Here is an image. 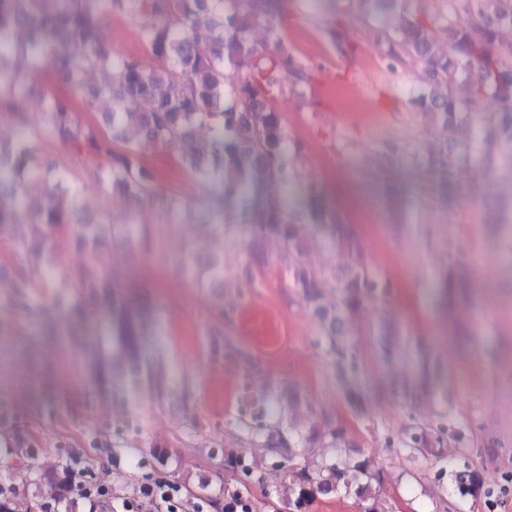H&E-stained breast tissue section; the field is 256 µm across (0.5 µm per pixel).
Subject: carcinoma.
I'll return each mask as SVG.
<instances>
[{
  "label": "carcinoma",
  "mask_w": 512,
  "mask_h": 512,
  "mask_svg": "<svg viewBox=\"0 0 512 512\" xmlns=\"http://www.w3.org/2000/svg\"><path fill=\"white\" fill-rule=\"evenodd\" d=\"M494 9L487 20L461 30H448V50L435 48L432 23L428 16L415 14L405 20L400 37L391 42L389 66L409 60L422 64L421 79L436 80L450 73L463 77L468 86L465 101L452 92L439 99H420V104L446 124L461 119L474 121L494 139V149L512 170V43L499 39V30L512 27V0H448V14L459 9L482 12L487 3ZM283 9L280 0H0V118L12 119L19 135L10 145H0V236L12 234L15 258L9 293L18 296L26 288H45L51 278L43 264V254L58 248V236L67 227L91 253L101 256L107 248L94 224H75V183L84 175L97 179L106 196L119 193L129 200H149L155 193L154 173L141 161L138 143L127 140L119 148L105 145V138L86 128L76 118V108L96 109L101 100L112 102L107 120L110 137L133 125L139 139L161 148L190 179L216 185L224 206L242 213L243 223L251 226L253 250L267 238L282 242L294 262L287 266V286L298 291L331 329L330 350L336 356L341 374L352 367L349 347L336 339V327L351 322L363 303L377 296L386 284L367 270L361 258L356 235L339 216L321 204V191L310 185L306 195L311 204L308 221L322 230L332 242L349 252L354 266L344 275L308 268L302 261L305 235L302 225L269 197L293 177L301 149L288 143L275 94L270 82L274 71L287 70L298 82L308 74L288 50L275 25ZM121 13L138 22L142 46L157 60L156 68L143 67L137 56L112 58L97 20ZM270 26L273 40L259 47L249 31ZM330 42L341 53L350 49L349 35L336 20L326 29ZM78 44L79 58L67 54ZM54 55L58 66L54 83L80 93L79 99L54 94L44 110V119L31 126L13 111L14 101L27 93L40 70L41 60ZM101 70L110 72L105 82L95 81ZM499 98L504 111L485 115L481 102L488 96ZM147 100L150 111L131 112L127 103ZM201 127L210 130L205 140L195 138ZM53 139L66 151L63 159L46 162L41 144ZM483 153L480 143L465 155L443 152L442 165L448 173L458 171ZM104 155L105 160L81 169L75 159ZM113 229L134 244L149 248L147 231L126 221ZM467 285L465 262L448 257V292ZM65 286L77 291L85 301L106 307L111 315L112 333L125 342L133 360V372L151 378V367L141 352L144 335L140 312L149 302L121 290L97 271L82 267L69 270ZM335 288L336 307L321 304L323 289ZM245 442L262 441L267 448H340L347 433L340 427L312 430L295 436L290 431H270L259 417L240 419ZM447 434L444 421L426 429L411 428L403 444L424 448L433 440L443 443ZM288 480V512H307L320 495L345 490L365 503L364 512H382L370 488L371 475L365 460L343 467L335 464L317 473L296 469L293 457L280 463ZM457 490L465 495L479 487L477 474L468 464L454 470ZM242 482L224 484V512H251L250 493ZM73 493L72 471L62 467L57 510L70 505ZM14 488L0 486V512H20Z\"/></svg>",
  "instance_id": "carcinoma-1"
}]
</instances>
